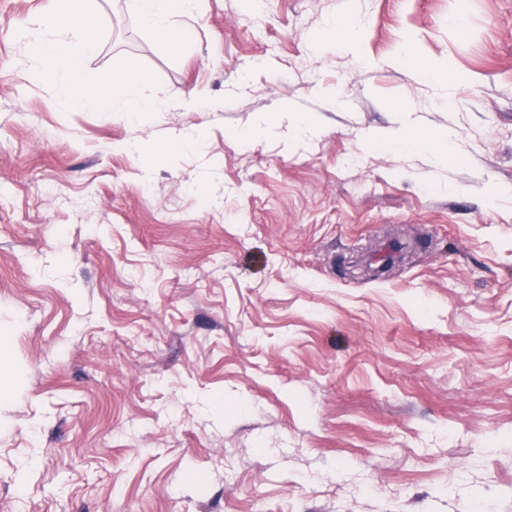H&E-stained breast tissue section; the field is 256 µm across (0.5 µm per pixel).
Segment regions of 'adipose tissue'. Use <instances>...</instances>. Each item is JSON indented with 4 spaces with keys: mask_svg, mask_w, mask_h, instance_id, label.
Returning <instances> with one entry per match:
<instances>
[{
    "mask_svg": "<svg viewBox=\"0 0 512 512\" xmlns=\"http://www.w3.org/2000/svg\"><path fill=\"white\" fill-rule=\"evenodd\" d=\"M125 4L133 17L175 51L181 48L177 18L194 17L199 10V0H125ZM22 34L31 37L41 60L29 73L31 81L60 83L70 106L113 112L131 123L146 113L165 110L164 101L144 94L146 77L131 58L116 57L99 84L85 80L83 63L98 43L76 0H50L49 8L33 18ZM108 85L123 88V95L108 98L104 93Z\"/></svg>",
    "mask_w": 512,
    "mask_h": 512,
    "instance_id": "ef3b65f1",
    "label": "adipose tissue"
}]
</instances>
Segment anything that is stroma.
<instances>
[{"instance_id": "stroma-1", "label": "stroma", "mask_w": 512, "mask_h": 512, "mask_svg": "<svg viewBox=\"0 0 512 512\" xmlns=\"http://www.w3.org/2000/svg\"><path fill=\"white\" fill-rule=\"evenodd\" d=\"M47 2L0 0V512H512V0H201L179 53L86 0L134 123L29 81Z\"/></svg>"}]
</instances>
